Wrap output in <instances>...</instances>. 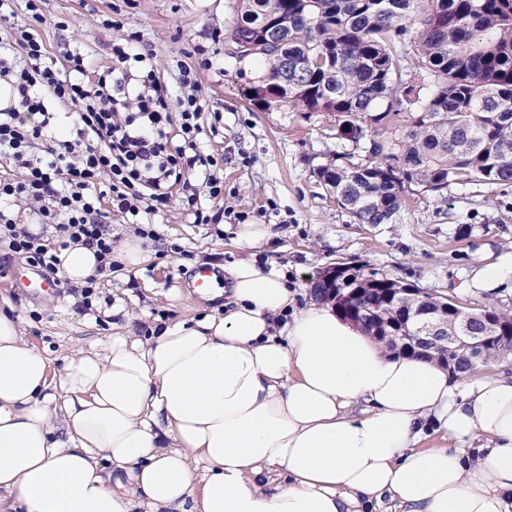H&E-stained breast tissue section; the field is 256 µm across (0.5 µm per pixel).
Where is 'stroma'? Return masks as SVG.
I'll return each instance as SVG.
<instances>
[{
    "label": "stroma",
    "instance_id": "obj_1",
    "mask_svg": "<svg viewBox=\"0 0 512 512\" xmlns=\"http://www.w3.org/2000/svg\"><path fill=\"white\" fill-rule=\"evenodd\" d=\"M40 34L51 58H58L71 31L56 20L80 17L79 37L96 65H110L107 44L121 31L136 32L153 49L158 73L175 84L176 61L195 64L196 47L215 54L218 64L199 73L200 93L210 105L200 121L201 145L221 159L217 172L223 197H202L210 211H223L222 234L212 225L194 223L187 192L175 187L168 206L155 215L165 245L181 253L151 248L150 258L134 271L113 268L100 277L94 312H85L77 287L58 273L37 270L0 243V308L11 310L26 340L49 359L66 350L111 336L114 326L150 336L162 323L200 318L223 311L222 299L194 292L199 268H209L220 286H228L226 267L247 257L232 242L238 222L270 226L272 239L257 258L288 277L305 303L318 274L338 263L375 268L389 278L424 291L452 295L472 308L512 309V296L472 287L488 265L512 261V188L449 186L446 200L426 198L404 208L396 223L357 224L340 209L317 178V169L336 155L355 151L350 141L334 138L329 117H306L289 107H266L244 92L265 65L239 58L230 34L241 15V0H44ZM123 23L107 29L102 18ZM472 233L464 240L455 231ZM39 271L49 290L17 289L16 273ZM128 318H112V307Z\"/></svg>",
    "mask_w": 512,
    "mask_h": 512
}]
</instances>
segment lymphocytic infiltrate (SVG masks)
<instances>
[{
    "mask_svg": "<svg viewBox=\"0 0 512 512\" xmlns=\"http://www.w3.org/2000/svg\"><path fill=\"white\" fill-rule=\"evenodd\" d=\"M42 3L0 0V82L11 89L8 105L0 107V159L19 173L0 180V242L50 270L59 263L58 251L70 244L95 248L98 271L80 291L88 307L99 274L113 268L107 214L140 225V237L154 242L159 235L145 221L168 200L171 187L193 182L208 197L223 195L217 161L200 147L199 120L207 103L196 93L200 68H212L216 60L204 54L196 67L177 62L174 91L161 81L153 51L131 33L110 43L109 66L95 65L76 44L65 50L59 69L39 32ZM61 106L78 114L65 138L55 135ZM173 111L181 115L178 146L167 129ZM22 205L52 225V238L17 228L13 212Z\"/></svg>",
    "mask_w": 512,
    "mask_h": 512,
    "instance_id": "obj_1",
    "label": "lymphocytic infiltrate"
}]
</instances>
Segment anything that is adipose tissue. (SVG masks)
Wrapping results in <instances>:
<instances>
[{
	"mask_svg": "<svg viewBox=\"0 0 512 512\" xmlns=\"http://www.w3.org/2000/svg\"><path fill=\"white\" fill-rule=\"evenodd\" d=\"M228 278L223 314L56 367L0 311V512H512V376L391 352L255 258Z\"/></svg>",
	"mask_w": 512,
	"mask_h": 512,
	"instance_id": "ef3b65f1",
	"label": "adipose tissue"
}]
</instances>
